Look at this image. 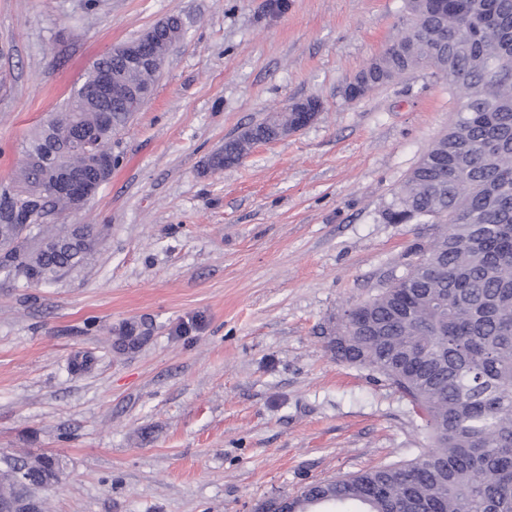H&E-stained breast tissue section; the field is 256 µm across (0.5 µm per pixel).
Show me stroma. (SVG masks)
<instances>
[{"label":"stroma","mask_w":512,"mask_h":512,"mask_svg":"<svg viewBox=\"0 0 512 512\" xmlns=\"http://www.w3.org/2000/svg\"><path fill=\"white\" fill-rule=\"evenodd\" d=\"M0 0V185L98 58L175 14L185 39L67 224L106 234L80 273L0 280V453H52L48 512H255L406 461L422 422L322 327L406 269L429 224L382 212L456 109L416 71L350 102L403 0ZM315 98L298 132L212 172L225 139ZM127 323L138 349L113 352ZM92 352L94 366L68 363Z\"/></svg>","instance_id":"35a3bbf8"}]
</instances>
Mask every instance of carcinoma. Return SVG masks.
I'll list each match as a JSON object with an SVG mask.
<instances>
[{"label": "carcinoma", "mask_w": 512, "mask_h": 512, "mask_svg": "<svg viewBox=\"0 0 512 512\" xmlns=\"http://www.w3.org/2000/svg\"><path fill=\"white\" fill-rule=\"evenodd\" d=\"M400 36L367 64L369 88L416 69L448 85L457 110L410 170L382 217L389 224H434L399 278L352 307L350 322L329 319L336 358L382 376L424 423L429 444L415 456L307 486L260 512H512V0H405ZM123 86H154L158 75L125 69ZM101 108L72 91L62 109L26 140L13 183L0 189L22 206L0 212V275L40 285L88 264L103 239L95 224H51L68 199L42 188V143L79 123L97 130L77 167L112 151L114 133L134 113L112 100ZM293 122L278 112L224 141L209 168L240 163L253 144ZM44 247L31 246L24 225ZM143 337L124 325L117 350ZM36 491L0 471V499Z\"/></svg>", "instance_id": "1"}]
</instances>
